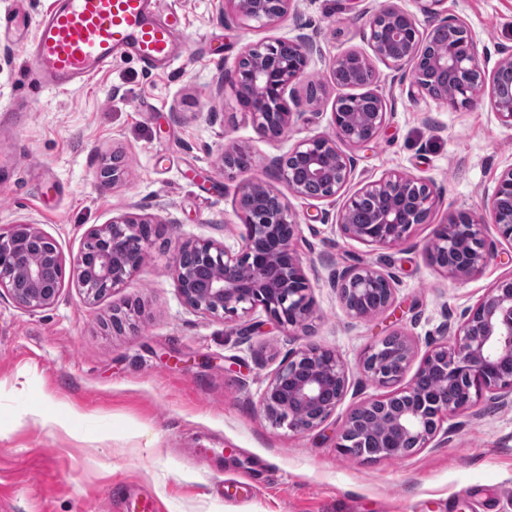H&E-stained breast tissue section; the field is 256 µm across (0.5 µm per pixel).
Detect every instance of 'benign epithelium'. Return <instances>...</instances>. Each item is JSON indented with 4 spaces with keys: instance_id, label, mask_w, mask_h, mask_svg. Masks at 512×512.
<instances>
[{
    "instance_id": "obj_1",
    "label": "benign epithelium",
    "mask_w": 512,
    "mask_h": 512,
    "mask_svg": "<svg viewBox=\"0 0 512 512\" xmlns=\"http://www.w3.org/2000/svg\"><path fill=\"white\" fill-rule=\"evenodd\" d=\"M233 16L247 22L273 26L287 17L293 0H227ZM430 22V32L420 30L417 17L394 6L372 12L367 21V40L372 55L349 50L332 62V74L347 75L346 85L357 86L369 73L377 80L373 59L387 67L405 69L410 76V95L429 96L454 107H467L484 88L498 121L512 129V53L502 57L491 74L481 67L473 37L462 22H436L445 0H415ZM448 36L444 53L425 57L422 46L436 34ZM313 45L304 35L251 45L240 55L222 83L231 84L250 116L256 133L267 138L283 134L300 113L288 106L286 95L305 76ZM453 91H448V85ZM333 134L297 141L272 165L298 196L315 200L336 197L351 180L355 159L343 145L364 148L373 143L386 125L387 105L379 92L336 97L331 112ZM248 155L242 146L222 149L224 170L237 169L236 160ZM436 204L430 182L389 172L364 184L339 212L343 233L367 244L394 246L403 242L417 224L427 223ZM491 224L498 236L512 244V165L498 177L489 201ZM239 217L246 227L242 245L235 251L224 244L203 241L179 249L171 272L184 303L195 311L232 319L262 307L282 326L297 327L311 314L302 260L293 247L299 224L286 198L257 180L246 184L239 200ZM150 221L133 215L88 231L90 245L65 259L57 241L37 224H14L0 231V295H8L29 311L44 309L59 298L70 266L77 287L87 298H97L123 284L140 268ZM484 219L461 211L439 226L435 239L452 264L448 273L462 279L479 272L494 257V246L482 232ZM35 251L40 260L30 263ZM386 283L376 311L393 301L391 278L363 264L336 274L334 287L348 315L364 319L373 311L362 303L373 285ZM451 340L435 344L421 359L411 383L402 391L366 401L347 416L337 448L352 453L350 437L358 413L375 409L388 416L390 434H370L382 458L402 457L410 443L425 448L439 434L444 418L474 408L484 394L505 402L512 398V375L501 367L512 363V276L489 288L464 321L448 330ZM399 352L394 363L400 373L384 374L371 368L384 344L379 342L361 355L359 370L380 386H388L405 372L413 356L410 340L398 335ZM439 373L434 394L427 396L417 383L431 371ZM349 368L335 352L311 346L292 353L268 382L261 396L265 415L278 425L305 433L320 427L345 399Z\"/></svg>"
}]
</instances>
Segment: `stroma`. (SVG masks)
I'll return each instance as SVG.
<instances>
[{"instance_id":"stroma-1","label":"stroma","mask_w":512,"mask_h":512,"mask_svg":"<svg viewBox=\"0 0 512 512\" xmlns=\"http://www.w3.org/2000/svg\"><path fill=\"white\" fill-rule=\"evenodd\" d=\"M414 0H295L274 26L223 20L220 0H171L186 46L164 70L132 57L66 94L39 87L20 47L0 35V108L26 96L32 112L0 150L26 171L0 169V229L33 222L65 256L87 231L134 214L153 222L140 267L90 300L66 284L51 307L28 311L0 297V512H512V404L483 400L445 421L446 431L402 459L342 454L350 410L388 395L360 373L371 345L399 333L423 357L444 325H459L495 282L512 276V244L494 225L483 234L497 256L457 280L432 263L437 227L466 210L487 216L501 171L512 164V129L489 92L466 108L409 94V76L376 63L388 104L374 143L350 148L356 167L330 200L290 194L271 166L298 140L332 132V104L343 89L330 72L337 55L369 52L365 10ZM442 16L463 21L485 70L512 50V0H445ZM306 34L315 48L289 107L300 115L276 138L259 137L231 87L222 83L252 44ZM321 84L309 100L310 83ZM248 146L250 164L224 170L222 146ZM121 152L124 177L102 183ZM395 171L433 184L427 223L401 244L368 245L344 235L337 215L366 182ZM262 180L286 193L300 232L312 313L281 326L262 308L234 320L187 307L169 271L174 253L198 241L239 248L242 188ZM366 263L394 279L387 311L348 316L332 285L337 272ZM139 305L122 332L113 310ZM318 346L350 368L343 402L318 429L273 424L261 393L289 353ZM251 471L253 494L232 497L229 480Z\"/></svg>"}]
</instances>
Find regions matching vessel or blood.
<instances>
[{
	"instance_id": "vessel-or-blood-1",
	"label": "vessel or blood",
	"mask_w": 512,
	"mask_h": 512,
	"mask_svg": "<svg viewBox=\"0 0 512 512\" xmlns=\"http://www.w3.org/2000/svg\"><path fill=\"white\" fill-rule=\"evenodd\" d=\"M163 0H52L20 45L36 83L58 93L88 84L127 54L156 70L181 52Z\"/></svg>"
}]
</instances>
